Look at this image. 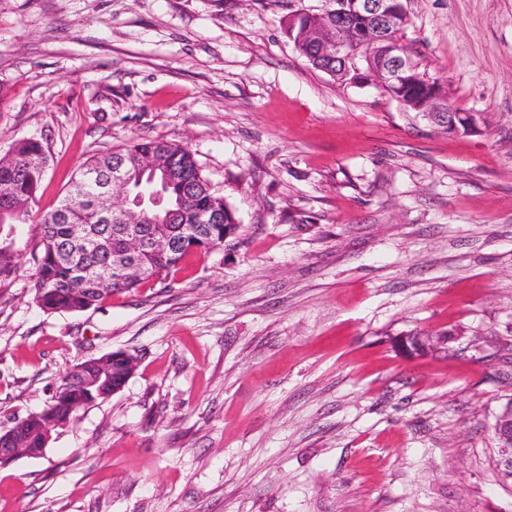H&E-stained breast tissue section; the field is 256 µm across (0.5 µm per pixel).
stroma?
Segmentation results:
<instances>
[{
  "label": "stroma",
  "instance_id": "obj_1",
  "mask_svg": "<svg viewBox=\"0 0 512 512\" xmlns=\"http://www.w3.org/2000/svg\"><path fill=\"white\" fill-rule=\"evenodd\" d=\"M403 45L476 115L453 135L284 31L325 0H0V156L186 144L237 237L82 312L33 300L35 224L0 228V421L91 357L124 388L0 469V512H512V0H403ZM448 331L409 356L399 336ZM494 430L499 442L500 463L504 466L503 476L512 481V412L510 410L498 416Z\"/></svg>",
  "mask_w": 512,
  "mask_h": 512
}]
</instances>
